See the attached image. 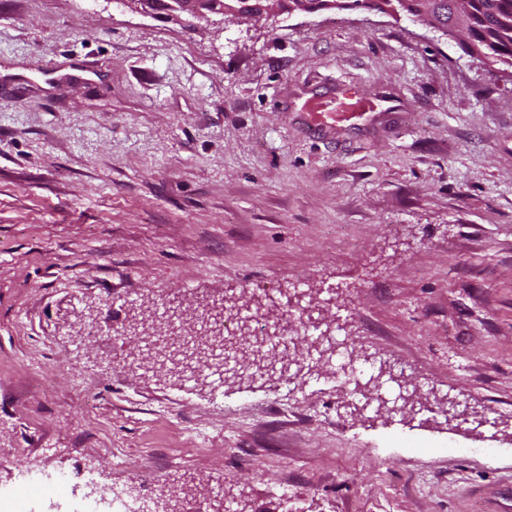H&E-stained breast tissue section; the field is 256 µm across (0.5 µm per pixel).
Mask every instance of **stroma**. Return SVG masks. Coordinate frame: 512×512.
<instances>
[{"mask_svg": "<svg viewBox=\"0 0 512 512\" xmlns=\"http://www.w3.org/2000/svg\"><path fill=\"white\" fill-rule=\"evenodd\" d=\"M348 85L391 110L312 132L305 99ZM294 291L287 377L133 360L166 308ZM109 489L512 512L511 67L402 12L0 0V512ZM224 1V0H223ZM226 0L221 2L220 8H217L218 2L210 0H171L167 3V8L172 16L179 18L180 14H188L195 18H209L210 14L221 15L222 18L218 23L227 24L236 21H249L275 18L287 13L295 5V0H288V10H284L279 6L280 0H263L265 4H259L251 0ZM254 8L253 11L247 9Z\"/></svg>", "mask_w": 512, "mask_h": 512, "instance_id": "stroma-1", "label": "stroma"}]
</instances>
